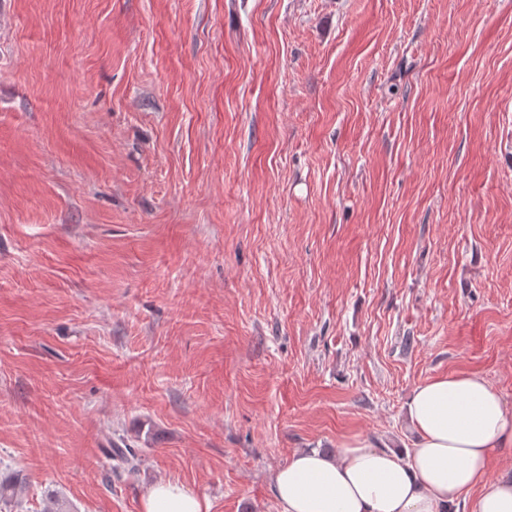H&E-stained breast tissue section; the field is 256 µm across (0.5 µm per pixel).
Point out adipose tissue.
<instances>
[{"mask_svg":"<svg viewBox=\"0 0 512 512\" xmlns=\"http://www.w3.org/2000/svg\"><path fill=\"white\" fill-rule=\"evenodd\" d=\"M407 415L415 438L390 450L354 436L336 452L308 449L278 468L279 512H458L463 493L473 512H512V468L489 477L495 456L512 449V413L476 373H452L417 386ZM142 512H207L188 485L151 486Z\"/></svg>","mask_w":512,"mask_h":512,"instance_id":"1","label":"adipose tissue"}]
</instances>
